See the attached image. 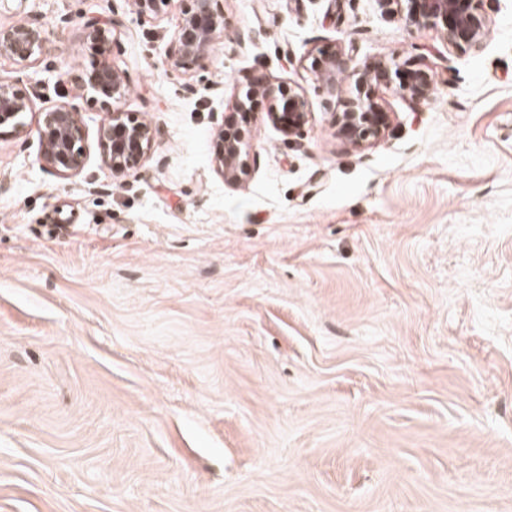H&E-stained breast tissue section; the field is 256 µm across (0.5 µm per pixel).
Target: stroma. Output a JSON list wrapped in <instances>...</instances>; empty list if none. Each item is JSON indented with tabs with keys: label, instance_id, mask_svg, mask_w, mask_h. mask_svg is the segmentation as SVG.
<instances>
[{
	"label": "stroma",
	"instance_id": "35a3bbf8",
	"mask_svg": "<svg viewBox=\"0 0 512 512\" xmlns=\"http://www.w3.org/2000/svg\"><path fill=\"white\" fill-rule=\"evenodd\" d=\"M180 8L27 0L57 50L23 77L0 61L72 99L79 14L121 13L124 109L157 130L122 180L91 101L81 176L37 162V113L0 134V512H512V0L467 52L375 0H224L192 94L162 67ZM340 46L436 80L381 90L362 151L309 70ZM262 76L311 121L287 138L254 99L256 170L228 187L213 129ZM403 71V78L395 92L408 95L411 99L421 100L429 98L433 93L435 84L434 74L427 70L406 69Z\"/></svg>",
	"mask_w": 512,
	"mask_h": 512
}]
</instances>
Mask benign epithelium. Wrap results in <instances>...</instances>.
<instances>
[{"label": "benign epithelium", "instance_id": "1", "mask_svg": "<svg viewBox=\"0 0 512 512\" xmlns=\"http://www.w3.org/2000/svg\"><path fill=\"white\" fill-rule=\"evenodd\" d=\"M180 22L168 41L162 65L168 74L181 76L182 87L193 92L197 73L205 70L232 22L221 0H180ZM386 16H399L406 26L418 30L433 28L441 33L447 48L456 51L478 48L493 20L483 8L484 0H376ZM119 22L111 17L92 16L83 24V40L100 57L82 83L84 93L104 112L97 137L101 162L115 178L139 170L154 139V129L145 120L123 110L132 91L127 73L111 61L112 45ZM46 28L36 17H24L9 27H0V57L23 68L37 65L49 51ZM350 58L341 47L313 57L311 71L329 100L336 99L338 79L346 72ZM352 84L342 110L332 113L336 136L356 150L368 148L385 137L391 115L383 111L375 96L380 86L392 85L390 67L382 61L369 62L353 70ZM434 74L406 69L394 88L415 100L433 93ZM257 97L267 101L266 120L288 136L304 133L311 112L306 93L298 86L267 78L253 82L236 100L235 108L245 112ZM38 87L23 92L16 82L0 77V127L11 128L17 136L25 133L26 114L39 112L37 161L63 179L80 175L86 165L85 131L79 104L72 101L37 106ZM254 130L241 126L234 116L216 123L212 161L215 172L231 187L244 185L252 176L256 156L252 153Z\"/></svg>", "mask_w": 512, "mask_h": 512}]
</instances>
